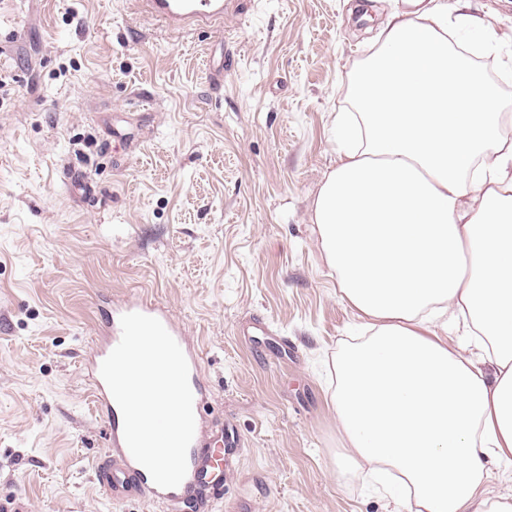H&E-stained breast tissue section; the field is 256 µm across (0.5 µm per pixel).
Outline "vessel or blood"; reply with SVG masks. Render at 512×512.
Returning <instances> with one entry per match:
<instances>
[{
    "mask_svg": "<svg viewBox=\"0 0 512 512\" xmlns=\"http://www.w3.org/2000/svg\"><path fill=\"white\" fill-rule=\"evenodd\" d=\"M145 12L164 20L177 30H198L221 25L225 0H141ZM132 312L152 316L161 321L182 349L189 366V383L193 393V412L197 416L195 433L187 454V474L174 488L157 486L148 471L131 455L124 439L123 417L100 368L104 359L119 343L122 335L120 318ZM83 373L88 380L99 414L109 426L112 457L98 471V479L107 495L122 499L136 495L151 502L184 503L198 486L207 485L219 491L224 487V468L235 458L241 440L235 429L226 427L209 434L200 414L207 391L202 384L201 351L167 310L144 297L110 306L105 313L97 341L86 352Z\"/></svg>",
    "mask_w": 512,
    "mask_h": 512,
    "instance_id": "vessel-or-blood-1",
    "label": "vessel or blood"
}]
</instances>
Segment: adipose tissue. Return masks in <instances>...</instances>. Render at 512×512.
Returning a JSON list of instances; mask_svg holds the SVG:
<instances>
[{"mask_svg":"<svg viewBox=\"0 0 512 512\" xmlns=\"http://www.w3.org/2000/svg\"><path fill=\"white\" fill-rule=\"evenodd\" d=\"M382 21L346 74L336 164L312 205L326 263L366 336L336 353L346 449L406 512H512V139L499 83L458 30L500 52L471 0H372ZM453 322L458 344L435 328Z\"/></svg>","mask_w":512,"mask_h":512,"instance_id":"adipose-tissue-1","label":"adipose tissue"}]
</instances>
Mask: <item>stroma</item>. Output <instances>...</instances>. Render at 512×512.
Listing matches in <instances>:
<instances>
[{
  "label": "stroma",
  "instance_id": "obj_1",
  "mask_svg": "<svg viewBox=\"0 0 512 512\" xmlns=\"http://www.w3.org/2000/svg\"><path fill=\"white\" fill-rule=\"evenodd\" d=\"M378 14L228 0L185 34L135 0H0V498L110 499L81 361L100 305L148 296L198 343L209 430L242 447L206 512H395L341 454L330 363L360 331L311 222L346 73Z\"/></svg>",
  "mask_w": 512,
  "mask_h": 512
}]
</instances>
